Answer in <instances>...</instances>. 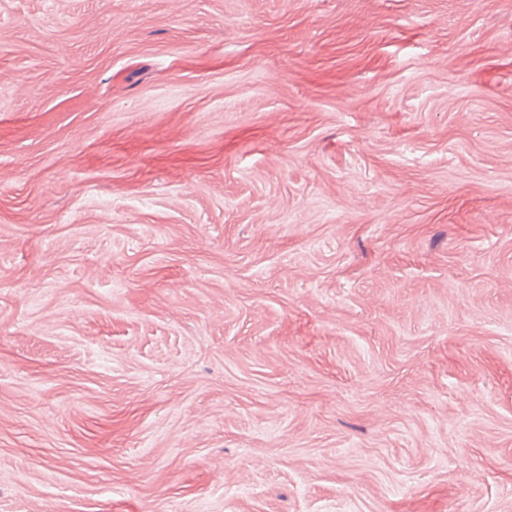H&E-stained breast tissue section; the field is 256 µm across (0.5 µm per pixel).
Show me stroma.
Instances as JSON below:
<instances>
[{
	"instance_id": "1",
	"label": "stroma",
	"mask_w": 512,
	"mask_h": 512,
	"mask_svg": "<svg viewBox=\"0 0 512 512\" xmlns=\"http://www.w3.org/2000/svg\"><path fill=\"white\" fill-rule=\"evenodd\" d=\"M0 512H512V0H0Z\"/></svg>"
}]
</instances>
